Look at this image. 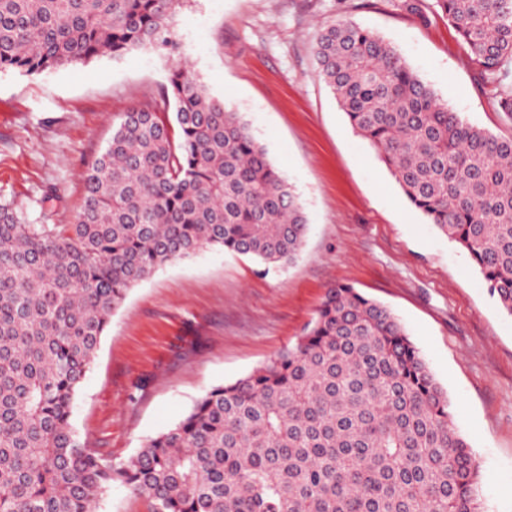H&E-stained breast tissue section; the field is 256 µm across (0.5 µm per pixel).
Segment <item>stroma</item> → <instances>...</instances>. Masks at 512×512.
I'll list each match as a JSON object with an SVG mask.
<instances>
[{"instance_id":"obj_1","label":"stroma","mask_w":512,"mask_h":512,"mask_svg":"<svg viewBox=\"0 0 512 512\" xmlns=\"http://www.w3.org/2000/svg\"><path fill=\"white\" fill-rule=\"evenodd\" d=\"M396 2L181 0L176 56L149 48L35 76L0 71V204L24 223H74L87 165L122 112L160 99L177 58L241 113L308 217L293 264L206 250L129 290L72 417L104 457L127 460L205 392L294 345L327 289L344 283L400 319L480 466L484 512H512V316L352 131L314 60L319 26L350 19L391 42L468 122L512 136L447 20L423 23Z\"/></svg>"}]
</instances>
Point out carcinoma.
I'll return each mask as SVG.
<instances>
[{
    "instance_id": "carcinoma-1",
    "label": "carcinoma",
    "mask_w": 512,
    "mask_h": 512,
    "mask_svg": "<svg viewBox=\"0 0 512 512\" xmlns=\"http://www.w3.org/2000/svg\"><path fill=\"white\" fill-rule=\"evenodd\" d=\"M179 3L0 0V71L173 52ZM437 6L485 83L512 79V0ZM315 59L352 130L512 316V136L468 123L347 19L321 29ZM83 181L73 224L0 205V512H93L114 484L150 512H483L447 392L395 314L349 284L327 290L294 346L128 460L87 447L75 401L128 291L204 248L289 265L308 220L240 113L179 60L162 102L123 112Z\"/></svg>"
}]
</instances>
